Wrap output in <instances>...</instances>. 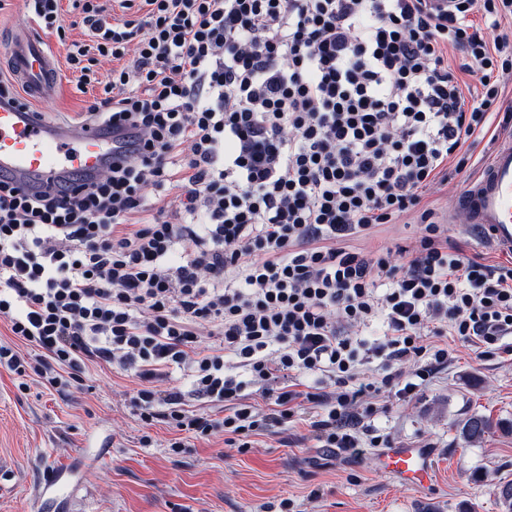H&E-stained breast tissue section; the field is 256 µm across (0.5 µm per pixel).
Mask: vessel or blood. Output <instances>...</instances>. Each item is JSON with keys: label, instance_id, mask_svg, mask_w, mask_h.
<instances>
[{"label": "vessel or blood", "instance_id": "vessel-or-blood-1", "mask_svg": "<svg viewBox=\"0 0 512 512\" xmlns=\"http://www.w3.org/2000/svg\"><path fill=\"white\" fill-rule=\"evenodd\" d=\"M1 67L10 71L33 101L47 97L57 80L53 53L29 33L12 38L8 56L0 57ZM111 159L112 142L98 131L45 122L19 106L0 103V172L20 185L51 183L70 173H93ZM454 207L486 233L488 242L512 255V136L495 142L488 160L461 191ZM382 464L416 486L431 479L430 458L420 447L389 449ZM79 472L75 465L54 472L36 493L38 505L66 512Z\"/></svg>", "mask_w": 512, "mask_h": 512}]
</instances>
